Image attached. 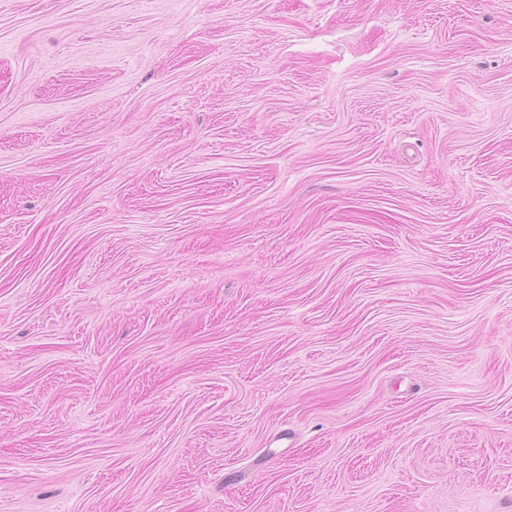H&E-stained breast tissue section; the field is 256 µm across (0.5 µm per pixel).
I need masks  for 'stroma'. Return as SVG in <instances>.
<instances>
[{"mask_svg": "<svg viewBox=\"0 0 512 512\" xmlns=\"http://www.w3.org/2000/svg\"><path fill=\"white\" fill-rule=\"evenodd\" d=\"M0 512H512V0H0Z\"/></svg>", "mask_w": 512, "mask_h": 512, "instance_id": "1", "label": "stroma"}]
</instances>
